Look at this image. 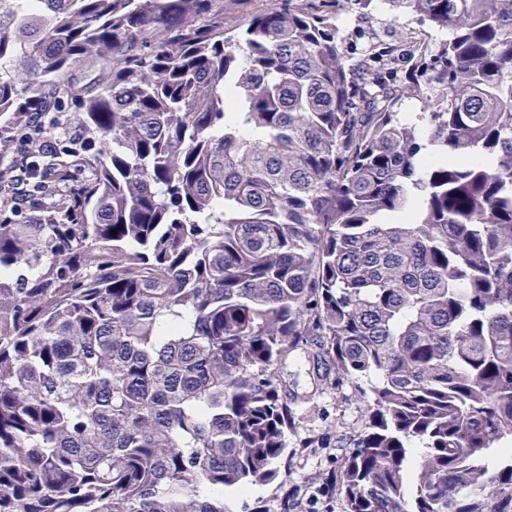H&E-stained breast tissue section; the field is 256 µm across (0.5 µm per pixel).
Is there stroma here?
I'll list each match as a JSON object with an SVG mask.
<instances>
[{
	"label": "stroma",
	"mask_w": 512,
	"mask_h": 512,
	"mask_svg": "<svg viewBox=\"0 0 512 512\" xmlns=\"http://www.w3.org/2000/svg\"><path fill=\"white\" fill-rule=\"evenodd\" d=\"M369 28L384 38L400 34L429 40L439 37L436 30L419 25L415 20L393 17L385 4L375 11ZM360 401L356 384L349 383L341 394L321 398L317 407L297 411L287 431L288 448L278 465V478L250 486L244 493L225 492V512H279L282 498L289 493L307 499L336 469L342 455L359 435L362 427ZM307 437L323 439L324 447H301V439Z\"/></svg>",
	"instance_id": "stroma-1"
}]
</instances>
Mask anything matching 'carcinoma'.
Returning a JSON list of instances; mask_svg holds the SVG:
<instances>
[{"label": "carcinoma", "instance_id": "obj_1", "mask_svg": "<svg viewBox=\"0 0 512 512\" xmlns=\"http://www.w3.org/2000/svg\"><path fill=\"white\" fill-rule=\"evenodd\" d=\"M385 3L447 37L0 0V115L88 133L28 186L57 223H0V512H224L350 381L345 512H512V0Z\"/></svg>", "mask_w": 512, "mask_h": 512}]
</instances>
